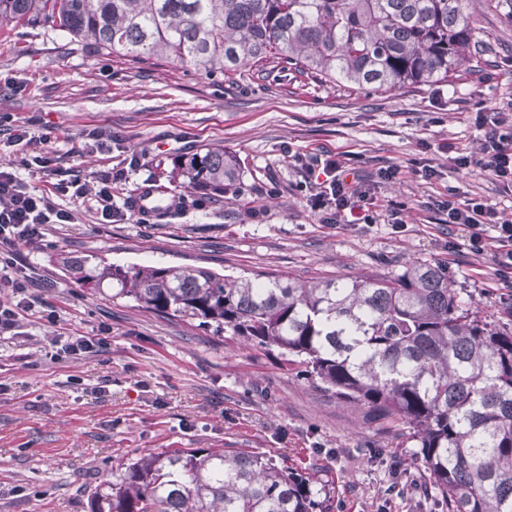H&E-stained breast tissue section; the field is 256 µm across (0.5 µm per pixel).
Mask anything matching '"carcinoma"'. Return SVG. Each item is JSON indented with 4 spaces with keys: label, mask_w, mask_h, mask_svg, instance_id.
<instances>
[{
    "label": "carcinoma",
    "mask_w": 512,
    "mask_h": 512,
    "mask_svg": "<svg viewBox=\"0 0 512 512\" xmlns=\"http://www.w3.org/2000/svg\"><path fill=\"white\" fill-rule=\"evenodd\" d=\"M470 0H0V21L60 31L62 45L134 68H243L314 83L399 90L476 73ZM217 197L243 173L222 148L170 180ZM93 293L112 285L146 312L238 336L350 403L410 430L445 512H512V332L458 299L448 269L299 281L193 266L60 258ZM319 479L245 448H169L95 492L94 512H330Z\"/></svg>",
    "instance_id": "obj_1"
}]
</instances>
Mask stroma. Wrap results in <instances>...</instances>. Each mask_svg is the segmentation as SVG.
I'll return each mask as SVG.
<instances>
[{"mask_svg":"<svg viewBox=\"0 0 512 512\" xmlns=\"http://www.w3.org/2000/svg\"><path fill=\"white\" fill-rule=\"evenodd\" d=\"M471 10L482 45L476 75L387 92L294 87L248 71L220 80L175 63L136 69L116 55L60 52L66 37L50 27L0 23V114L10 117L0 157L29 189L122 168L115 206L146 183L179 199L154 220L103 224L94 201L58 196L74 223L47 225L41 241L18 247L32 284L15 335H0V512H91L95 488L118 464L166 448H245L319 472L331 512H442L421 490L404 426L337 398L278 353L91 293L57 259L300 280L390 276L422 261L446 266L459 298L499 320L512 288L493 252L452 248L437 208L457 193L512 209V190L448 166L481 138L479 113L512 99V17L481 0ZM16 123L46 136L54 171L26 166L29 147L11 140ZM92 130L122 143L88 154ZM207 145L239 161V197L168 182L176 158ZM339 153L348 180L373 198L376 223L326 224L312 209L317 180L307 166ZM97 335L102 351L64 355L71 337Z\"/></svg>","mask_w":512,"mask_h":512,"instance_id":"35a3bbf8","label":"stroma"}]
</instances>
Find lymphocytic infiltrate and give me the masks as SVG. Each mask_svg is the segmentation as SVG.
Masks as SVG:
<instances>
[{
	"mask_svg": "<svg viewBox=\"0 0 512 512\" xmlns=\"http://www.w3.org/2000/svg\"><path fill=\"white\" fill-rule=\"evenodd\" d=\"M482 125L485 133L471 152L449 157L451 168L480 169L492 180L512 184V113L495 108L490 110ZM330 194L336 205L337 222L372 223V215L363 211L366 197L358 185L348 182L340 160L325 161L322 168ZM121 172L98 178L95 187L60 182L58 194L83 198L93 196L99 206L103 223L121 220L123 214L112 204V184L120 180ZM448 215V228L457 232L464 246L474 253L493 250L498 272L504 281L512 280V213L500 210L487 201L453 195L439 205ZM71 211L57 208L51 199L33 193L16 175L12 163L0 164V248H16L19 243H31L42 235L46 224H69ZM28 276L0 271V292H8L13 303L0 302V334L13 331L19 311L27 305Z\"/></svg>",
	"mask_w": 512,
	"mask_h": 512,
	"instance_id": "f902f5d3",
	"label": "lymphocytic infiltrate"
}]
</instances>
